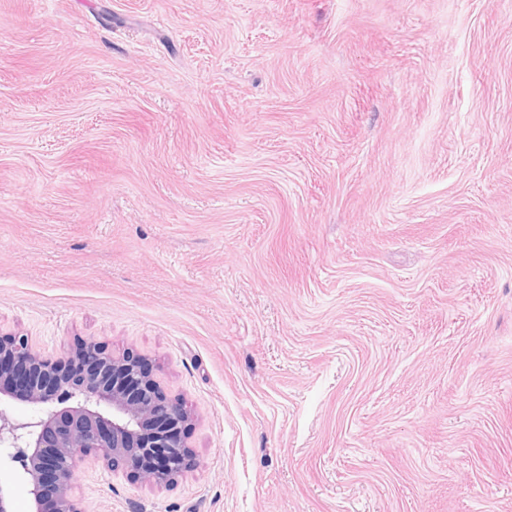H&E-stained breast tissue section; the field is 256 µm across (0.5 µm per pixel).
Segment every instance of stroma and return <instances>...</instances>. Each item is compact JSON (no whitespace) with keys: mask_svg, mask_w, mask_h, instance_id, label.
I'll list each match as a JSON object with an SVG mask.
<instances>
[{"mask_svg":"<svg viewBox=\"0 0 512 512\" xmlns=\"http://www.w3.org/2000/svg\"><path fill=\"white\" fill-rule=\"evenodd\" d=\"M197 420L87 512H512V0H0V333Z\"/></svg>","mask_w":512,"mask_h":512,"instance_id":"stroma-1","label":"stroma"}]
</instances>
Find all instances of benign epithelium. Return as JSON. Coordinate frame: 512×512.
<instances>
[{
  "label": "benign epithelium",
  "instance_id": "obj_1",
  "mask_svg": "<svg viewBox=\"0 0 512 512\" xmlns=\"http://www.w3.org/2000/svg\"><path fill=\"white\" fill-rule=\"evenodd\" d=\"M72 361L84 363L78 377ZM14 402L34 408L27 421ZM195 415L169 396L146 356L115 355L93 339L46 357L28 337L0 334V447L13 448L32 498L30 512H46L44 484L55 485L52 512H85L74 496V474L92 459L150 489L174 485L196 464L188 436Z\"/></svg>",
  "mask_w": 512,
  "mask_h": 512
}]
</instances>
